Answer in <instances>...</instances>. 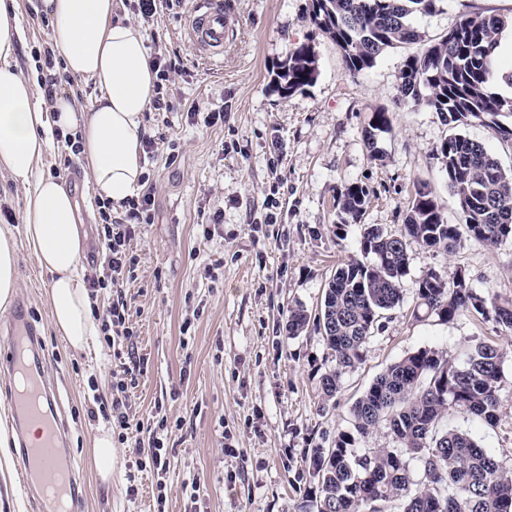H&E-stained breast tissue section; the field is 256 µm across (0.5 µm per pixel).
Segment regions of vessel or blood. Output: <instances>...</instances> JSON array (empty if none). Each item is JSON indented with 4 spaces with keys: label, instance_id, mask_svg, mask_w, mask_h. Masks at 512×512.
Instances as JSON below:
<instances>
[{
    "label": "vessel or blood",
    "instance_id": "vessel-or-blood-1",
    "mask_svg": "<svg viewBox=\"0 0 512 512\" xmlns=\"http://www.w3.org/2000/svg\"><path fill=\"white\" fill-rule=\"evenodd\" d=\"M228 26L223 0H193L188 33L202 52L223 54ZM0 344L12 350L7 370L27 381L26 390L9 396L20 436L18 480L37 495L41 512H73L75 469L63 452L67 427L51 414L55 390L45 384L40 364L28 357L29 351L38 347L39 338L22 312L13 314Z\"/></svg>",
    "mask_w": 512,
    "mask_h": 512
}]
</instances>
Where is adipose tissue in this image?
<instances>
[{"instance_id":"ef3b65f1","label":"adipose tissue","mask_w":512,"mask_h":512,"mask_svg":"<svg viewBox=\"0 0 512 512\" xmlns=\"http://www.w3.org/2000/svg\"><path fill=\"white\" fill-rule=\"evenodd\" d=\"M41 6L65 73L92 81L98 95L86 109L65 95L43 103L35 80L16 65L19 13L10 0H0V167L25 193L19 233L0 231V309L20 288L17 243L25 241L49 277L54 333L74 353L87 354L103 331L82 265L84 222L63 181L41 172L39 163L54 133L78 135L97 196L120 207L142 187L144 114L157 74L142 30L117 18L116 0H41Z\"/></svg>"}]
</instances>
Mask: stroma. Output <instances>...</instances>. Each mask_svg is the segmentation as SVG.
I'll list each match as a JSON object with an SVG mask.
<instances>
[{
    "label": "stroma",
    "instance_id": "1",
    "mask_svg": "<svg viewBox=\"0 0 512 512\" xmlns=\"http://www.w3.org/2000/svg\"><path fill=\"white\" fill-rule=\"evenodd\" d=\"M230 27L224 54H203L187 33L191 0H175L157 21L142 25L150 53L180 69L166 87L173 110L161 123L145 114L158 149L144 158L154 187V221L131 242L139 258L133 280L101 288L97 305L123 296L134 349L147 362L127 391L135 427L117 444L111 483L98 482L85 456L100 428L90 420L95 398L111 400L123 371L107 344L91 355L74 354L50 324L47 277L26 247L18 249L20 288L28 319L41 338L44 373L58 390L59 417L69 429L75 465V512H154L160 480L137 469L153 417L167 418L170 466L164 478L168 512H193L184 491L199 481L203 512H298L312 485L304 463L308 448L331 446L350 428L354 401L388 366L421 348L463 365L477 343L505 351L499 422L489 425L453 413L442 425L468 432L512 467V331L481 317L444 322L415 314L413 284L430 270H463L472 288L512 301V242L490 247L463 238L447 253L410 244L400 307L381 319L365 358L343 378L335 405L322 406L320 378L326 350L307 330L286 332L289 308L316 313L323 288L343 262L360 257V226L400 234L415 183H424L444 219L461 221L459 205L434 153L449 134L426 104L405 99L400 70L415 45L385 51L374 67L350 74L334 41L308 20L310 0H223ZM38 0H16L22 40L16 64L35 71L34 53L49 45L51 22ZM466 12L512 17V0H440L416 25L437 39ZM312 45L318 76L304 90L281 95L271 71L300 44ZM193 102L188 119L180 102ZM386 109L391 130L375 160L362 138L372 113ZM210 112L223 122L208 125ZM175 162H168V155ZM53 142L39 167L59 171L77 196L88 244L83 265L94 272L105 257L96 196L86 164L64 162ZM370 190L361 224H341L334 200L350 183ZM15 448L0 450V512H37L15 478ZM138 493L128 497L126 489Z\"/></svg>",
    "mask_w": 512,
    "mask_h": 512
}]
</instances>
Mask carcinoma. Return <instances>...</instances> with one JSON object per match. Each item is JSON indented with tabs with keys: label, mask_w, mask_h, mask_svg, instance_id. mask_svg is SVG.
<instances>
[{
	"label": "carcinoma",
	"mask_w": 512,
	"mask_h": 512,
	"mask_svg": "<svg viewBox=\"0 0 512 512\" xmlns=\"http://www.w3.org/2000/svg\"><path fill=\"white\" fill-rule=\"evenodd\" d=\"M439 2L311 0L310 24L336 43L352 74L372 68L397 44L420 45L401 69V93L415 103L426 102L451 129L435 156L461 211V223L445 222L431 193L417 184L403 233L361 226L362 258L336 268L317 318L327 350L320 380L325 402L336 397L343 376L364 359L377 323L402 302L410 243L451 252L465 235L492 247L512 241V169L463 133L479 120L512 141V127L498 120L512 115V96L492 91L498 76L492 49L509 21L466 13L447 35L430 40L414 18L434 13ZM280 69V88L288 94L301 90L316 78L315 52L301 44ZM390 131L389 112H373L362 131L372 158L382 157L378 140ZM368 202L367 187L344 186L334 203L338 219L359 221ZM414 294L418 305L443 321L478 314L512 330V301L501 303L445 272H428L415 282ZM308 323L307 310L296 305L289 310L288 335H299ZM504 357L498 345L484 342L461 366L424 348L388 367L353 404L351 431L340 433L329 448L307 450L304 462L314 486L301 512H392L397 504L402 512H512V468L469 434L439 427L450 411L489 425L498 421ZM382 425L395 446L357 447L359 439ZM409 456L421 463L417 480Z\"/></svg>",
	"instance_id": "cac0c4a2"
}]
</instances>
